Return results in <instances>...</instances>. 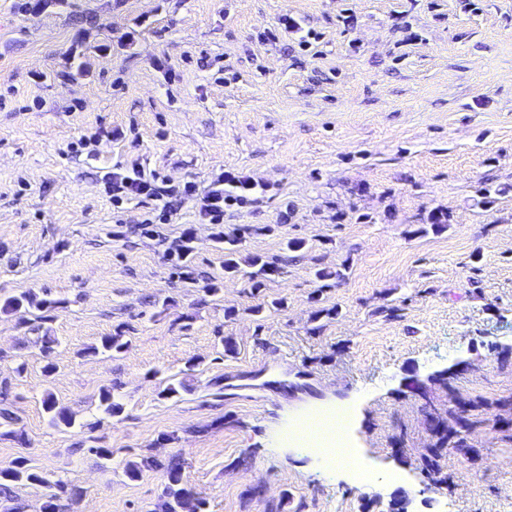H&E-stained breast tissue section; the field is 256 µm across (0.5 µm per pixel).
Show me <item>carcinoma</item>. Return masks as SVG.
<instances>
[{
  "mask_svg": "<svg viewBox=\"0 0 512 512\" xmlns=\"http://www.w3.org/2000/svg\"><path fill=\"white\" fill-rule=\"evenodd\" d=\"M509 187L485 185L477 190L478 204L485 208L491 207L496 200V196L505 194ZM429 228L439 232L447 228L450 224V214L442 209L431 210L426 218ZM427 228V229H429ZM427 229L420 227L414 230L416 234H423ZM252 267V271L245 273L249 286L252 291L258 292L264 286L267 278L278 272L279 267L274 262L267 261L261 256H254L247 261ZM349 265L343 262L334 269L321 268L316 271V277L320 281L341 282L346 277V271ZM25 307H34L42 312L40 319L44 322L53 318V313L57 309V302L43 299L34 293H25L19 296L11 297L4 303V309L14 310ZM128 347V340L125 339L123 331H117L110 336L102 339L101 347L91 348V352L96 354L99 350L112 351L116 354L123 352ZM100 407L107 416L116 415L121 412L122 406L114 400L111 390L103 389L99 394ZM452 406L448 408V419L440 417L433 419L431 427L432 432L439 440H446L454 444V447L461 455L470 459L473 457L474 449L467 444L468 435L473 432L481 421L475 417V411L479 402L474 399H467L454 395L451 397ZM43 405L47 413L51 415L54 422L63 424L67 427L74 423L72 414L64 407H60L50 391H45ZM503 414L499 415L494 422L495 431L502 434L512 433V404L505 402L502 404ZM183 464L181 458L172 455L167 461L162 462L154 456H143L138 461H131L124 469L125 476L135 481L149 471L164 470L167 477V484L163 491V500L160 504V512H206V502L204 499L196 496L190 489L183 484L182 477ZM30 484H53L56 492L50 494L43 503L42 512H65L66 505L63 501H71L78 495L77 489L70 484L58 480L54 483L27 459H19L12 463V466L0 469V499H11V485L15 483Z\"/></svg>",
  "mask_w": 512,
  "mask_h": 512,
  "instance_id": "1",
  "label": "carcinoma"
}]
</instances>
